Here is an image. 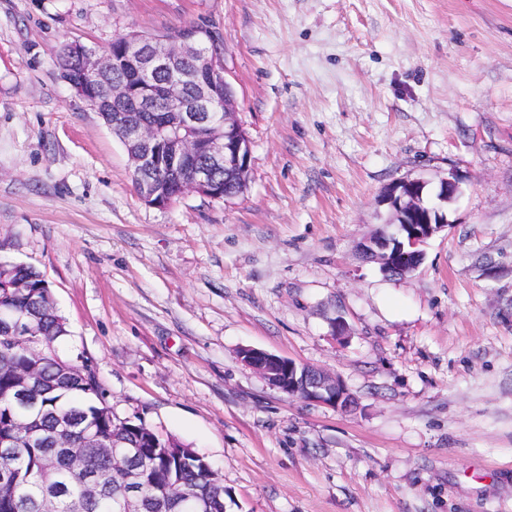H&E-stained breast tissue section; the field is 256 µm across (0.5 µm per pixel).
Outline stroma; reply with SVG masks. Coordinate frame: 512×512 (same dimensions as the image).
I'll return each instance as SVG.
<instances>
[{
    "instance_id": "stroma-1",
    "label": "stroma",
    "mask_w": 512,
    "mask_h": 512,
    "mask_svg": "<svg viewBox=\"0 0 512 512\" xmlns=\"http://www.w3.org/2000/svg\"><path fill=\"white\" fill-rule=\"evenodd\" d=\"M224 33L247 188L145 205L67 42ZM463 192L419 267L385 188ZM36 268L116 419L208 459L226 512H512V0H0V260ZM338 376L351 412L238 352ZM425 181L414 179L406 180L387 187L382 194L381 202L390 207L398 222L392 233H383L379 236L369 237L359 242V249L363 256L380 264L385 274L403 276L419 265L416 261L422 257L421 246L433 234L446 226V221L438 207L427 201ZM433 206V209L429 207ZM424 208H428L423 212ZM436 211L437 222H433L432 214ZM418 213L424 216L422 224H408L405 214Z\"/></svg>"
}]
</instances>
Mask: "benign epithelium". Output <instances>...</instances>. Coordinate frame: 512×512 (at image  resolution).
Wrapping results in <instances>:
<instances>
[{
	"mask_svg": "<svg viewBox=\"0 0 512 512\" xmlns=\"http://www.w3.org/2000/svg\"><path fill=\"white\" fill-rule=\"evenodd\" d=\"M216 34L188 25L180 34L130 31L104 52L73 45L78 79L72 87L97 112L112 104V131L127 144L140 183L138 196L148 206L167 208L188 193L222 200L219 171L247 184L250 143L237 121L235 93L224 75ZM110 72L121 77L103 92L97 80ZM426 187L414 179L386 188L381 202L398 219L395 230L359 242L363 256L386 274L403 276L415 270L423 256L421 246L446 226L439 208L428 203ZM460 192L461 179L452 172L440 181L438 200ZM6 326L16 336L30 333L22 311L9 314ZM239 358L283 394L345 412L353 407L347 387L327 372L255 348L241 349ZM42 389L36 363L18 378L14 398L34 408Z\"/></svg>",
	"mask_w": 512,
	"mask_h": 512,
	"instance_id": "7a95c632",
	"label": "benign epithelium"
}]
</instances>
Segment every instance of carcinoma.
I'll list each match as a JSON object with an SVG mask.
<instances>
[{"instance_id": "carcinoma-1", "label": "carcinoma", "mask_w": 512, "mask_h": 512, "mask_svg": "<svg viewBox=\"0 0 512 512\" xmlns=\"http://www.w3.org/2000/svg\"><path fill=\"white\" fill-rule=\"evenodd\" d=\"M71 44L62 46L57 62L62 77L76 75ZM18 282L25 287L17 288ZM25 310L31 333L6 347L0 342V439L13 441L14 448L0 453V474L8 479L0 488V512H43L53 503V512H120L130 472L140 475L141 512H179L197 498L209 501L211 512H224V481L197 452L172 437H162L143 422L117 433L136 453L118 462L104 442L112 441V407L95 371L85 377L69 376L60 363L65 357L59 346L69 330L58 314L43 276L31 266L0 262V311ZM46 351L40 371L45 383L43 411L36 422L28 412L11 402L16 371L32 363L30 346ZM54 459L55 471L46 475L42 460ZM101 480L102 494L88 496L84 480Z\"/></svg>"}]
</instances>
